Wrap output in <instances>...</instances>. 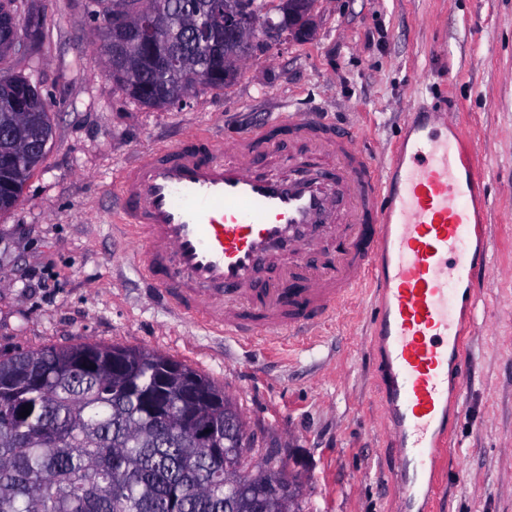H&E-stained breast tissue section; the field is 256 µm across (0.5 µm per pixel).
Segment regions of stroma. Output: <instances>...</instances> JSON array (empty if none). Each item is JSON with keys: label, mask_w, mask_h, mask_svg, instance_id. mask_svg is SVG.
I'll list each match as a JSON object with an SVG mask.
<instances>
[{"label": "stroma", "mask_w": 512, "mask_h": 512, "mask_svg": "<svg viewBox=\"0 0 512 512\" xmlns=\"http://www.w3.org/2000/svg\"><path fill=\"white\" fill-rule=\"evenodd\" d=\"M43 26L36 51L0 54L49 100L53 139L17 205L0 212V353L77 340L155 350L223 385L254 454L304 482V512H392L394 449L364 307L311 346L238 341L171 314L114 229L120 172L196 132L232 136L281 112H320L383 154L411 109L457 113L478 143L490 264L512 267V0H317L312 36L260 47L221 89L151 108L101 75L88 0H20ZM472 372L450 418L449 473L411 512H512V278L480 285Z\"/></svg>", "instance_id": "stroma-1"}]
</instances>
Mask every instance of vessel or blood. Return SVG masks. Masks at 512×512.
Segmentation results:
<instances>
[{
	"instance_id": "obj_1",
	"label": "vessel or blood",
	"mask_w": 512,
	"mask_h": 512,
	"mask_svg": "<svg viewBox=\"0 0 512 512\" xmlns=\"http://www.w3.org/2000/svg\"><path fill=\"white\" fill-rule=\"evenodd\" d=\"M387 161L318 112L224 140L195 133L122 174L115 227L173 314L228 336L302 342L372 295L381 415L403 483L438 480L469 371L465 334L487 268L484 174L451 112H412Z\"/></svg>"
}]
</instances>
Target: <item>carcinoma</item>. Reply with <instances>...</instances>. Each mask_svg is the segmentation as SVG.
I'll return each mask as SVG.
<instances>
[{"instance_id": "obj_1", "label": "carcinoma", "mask_w": 512, "mask_h": 512, "mask_svg": "<svg viewBox=\"0 0 512 512\" xmlns=\"http://www.w3.org/2000/svg\"><path fill=\"white\" fill-rule=\"evenodd\" d=\"M310 0H92V16L117 38L130 34L141 10L170 20L194 13L212 28L224 27V11L243 16L271 13L273 38L296 36L308 25L302 4ZM182 51L217 77L198 80L195 69L157 73L139 57L113 65L112 80L148 107H166L200 88H222L237 75L226 70L238 48L216 55L201 39ZM47 98L23 76H0V212L12 209L43 159L52 138ZM135 386L160 402L194 393L196 413L218 430L212 467L209 450L197 446L189 422L173 420L162 438L156 416L126 394ZM30 414L20 416L23 407ZM242 419L224 388L185 361L154 350L79 342L0 354V512H303V485L286 462L268 457L284 481L280 501L266 511V489L257 482L231 484L225 476L246 469L255 442L224 430Z\"/></svg>"}]
</instances>
